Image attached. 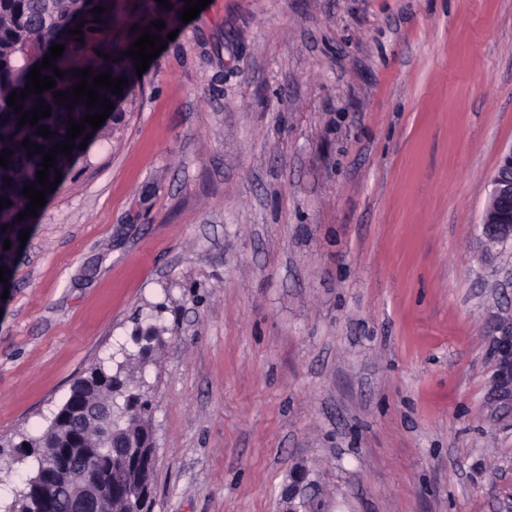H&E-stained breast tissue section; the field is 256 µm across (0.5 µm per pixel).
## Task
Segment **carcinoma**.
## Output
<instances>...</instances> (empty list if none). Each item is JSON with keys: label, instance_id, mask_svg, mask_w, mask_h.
Masks as SVG:
<instances>
[{"label": "carcinoma", "instance_id": "cac0c4a2", "mask_svg": "<svg viewBox=\"0 0 512 512\" xmlns=\"http://www.w3.org/2000/svg\"><path fill=\"white\" fill-rule=\"evenodd\" d=\"M100 6L104 12L95 14L91 9ZM101 22H95V19ZM118 16L108 4V0H0V151H11L8 165L0 166V198L11 200L12 205L0 209V266L10 269L16 260L20 246L19 232L32 229L33 216L17 220L19 213L26 210L29 199L22 193L26 186L37 188L36 171L42 169L40 163L48 149L64 144L66 122L73 119L83 122L85 115H93L100 106L88 108L85 98L74 108L59 105L54 92H67L77 83L76 70L86 67L91 75L107 72L113 78L130 77L127 45L114 42L106 49L108 59L99 55H84L82 44L71 34L76 25H82L83 36L108 32L117 23ZM54 44L65 45L62 56L52 61V65L65 72V76L55 78L56 87L41 94H29L26 100L18 102L19 111L7 104L9 95L25 88L28 74L35 65L43 61ZM44 101L51 107V115L38 119V124H25L18 127V113L28 112L35 102ZM45 125L53 132L49 138L37 134L38 126ZM31 141V147H22L23 140ZM86 142L85 136L72 140V156H56L54 167L49 169L48 179L55 182L58 169L73 167L77 158L88 150L80 149ZM42 153H34V147ZM9 177L11 181L3 182ZM10 240V249H3V242ZM163 329L154 325L149 330H141L133 336L138 351L125 354V360L113 367L101 364L90 368L85 377L72 387L65 404L55 413L43 435L34 440L38 444V467L54 470L57 467L56 443L64 442L69 435L81 436L79 450L82 451L67 480L66 489L56 499L53 512H70V493L80 489L82 475L93 478L100 489L95 512H144L147 500L140 497L139 480L133 475L129 462L117 455L129 447L136 446L144 435L152 413V401L141 390L130 387V360L146 359L162 345ZM109 402L112 406V427L114 436L107 440L98 438L96 427L90 422L73 420L63 423L60 418L73 408Z\"/></svg>", "mask_w": 512, "mask_h": 512}]
</instances>
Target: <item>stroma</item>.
I'll list each match as a JSON object with an SVG mask.
<instances>
[{
    "mask_svg": "<svg viewBox=\"0 0 512 512\" xmlns=\"http://www.w3.org/2000/svg\"><path fill=\"white\" fill-rule=\"evenodd\" d=\"M0 298V512L98 364L164 329L151 512H512V0H184ZM84 45L96 52L101 38ZM491 182L480 222L482 237L489 244L512 242V147L502 153ZM307 475L305 469H297L290 475V482L283 491L284 502L288 504L285 512H315L307 510L311 504L309 489L312 487Z\"/></svg>",
    "mask_w": 512,
    "mask_h": 512,
    "instance_id": "obj_1",
    "label": "stroma"
}]
</instances>
